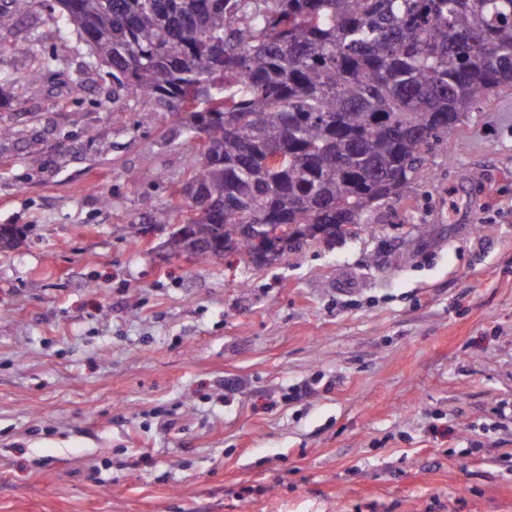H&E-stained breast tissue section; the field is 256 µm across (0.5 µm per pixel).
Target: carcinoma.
<instances>
[{"label":"carcinoma","mask_w":512,"mask_h":512,"mask_svg":"<svg viewBox=\"0 0 512 512\" xmlns=\"http://www.w3.org/2000/svg\"><path fill=\"white\" fill-rule=\"evenodd\" d=\"M55 70L76 37L128 95L184 115L206 158L157 224L250 256L253 224L336 235L401 196L424 154L512 83V0H58ZM34 0L0 8V28Z\"/></svg>","instance_id":"cac0c4a2"}]
</instances>
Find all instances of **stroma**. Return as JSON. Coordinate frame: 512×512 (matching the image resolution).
Listing matches in <instances>:
<instances>
[{
  "label": "stroma",
  "instance_id": "35a3bbf8",
  "mask_svg": "<svg viewBox=\"0 0 512 512\" xmlns=\"http://www.w3.org/2000/svg\"><path fill=\"white\" fill-rule=\"evenodd\" d=\"M58 12L0 30V512H512V85L367 223L201 265L150 221L195 141L38 72Z\"/></svg>",
  "mask_w": 512,
  "mask_h": 512
}]
</instances>
